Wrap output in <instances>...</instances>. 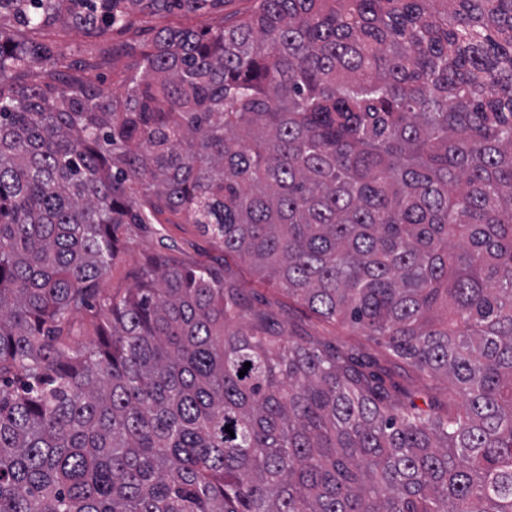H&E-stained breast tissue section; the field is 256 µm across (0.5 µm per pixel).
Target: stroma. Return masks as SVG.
<instances>
[{"label": "stroma", "instance_id": "stroma-1", "mask_svg": "<svg viewBox=\"0 0 512 512\" xmlns=\"http://www.w3.org/2000/svg\"><path fill=\"white\" fill-rule=\"evenodd\" d=\"M254 7V0H223L222 4L200 14L175 9L159 16L141 15L136 19L139 30L136 42L141 48H148L155 29L162 26L219 28L248 15ZM153 254H162L185 264L224 259L228 275L246 288L251 306L272 313L287 332L308 341L337 343L349 338L360 340L367 353L378 356L384 352L383 347L373 341L363 340L360 331L320 320L304 305L288 298L277 286L260 281L247 263L234 256H224L196 225L183 223L179 216L167 212L159 215L157 223L132 229L128 243L119 253L105 282L107 291H122L132 286V273Z\"/></svg>", "mask_w": 512, "mask_h": 512}]
</instances>
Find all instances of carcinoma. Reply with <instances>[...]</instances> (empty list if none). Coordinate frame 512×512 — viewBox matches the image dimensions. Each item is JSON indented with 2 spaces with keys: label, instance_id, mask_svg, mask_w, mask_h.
I'll return each instance as SVG.
<instances>
[{
  "label": "carcinoma",
  "instance_id": "1",
  "mask_svg": "<svg viewBox=\"0 0 512 512\" xmlns=\"http://www.w3.org/2000/svg\"><path fill=\"white\" fill-rule=\"evenodd\" d=\"M165 2L0 0V512H512V0H257L121 98L29 37ZM164 209L388 354L282 339L219 264L104 293Z\"/></svg>",
  "mask_w": 512,
  "mask_h": 512
}]
</instances>
